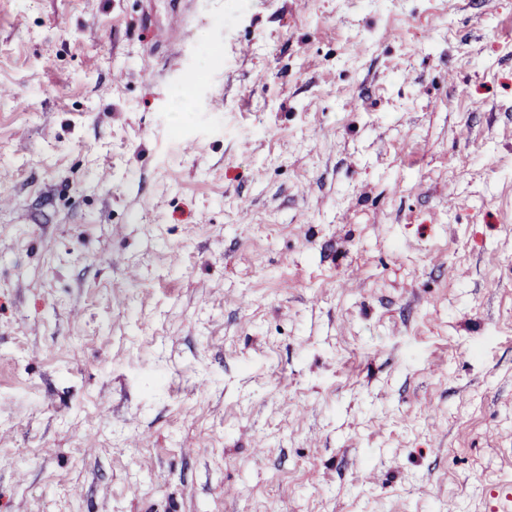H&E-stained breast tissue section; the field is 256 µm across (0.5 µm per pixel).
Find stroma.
Wrapping results in <instances>:
<instances>
[{"instance_id":"obj_1","label":"stroma","mask_w":512,"mask_h":512,"mask_svg":"<svg viewBox=\"0 0 512 512\" xmlns=\"http://www.w3.org/2000/svg\"><path fill=\"white\" fill-rule=\"evenodd\" d=\"M1 86L0 512L512 492V0H0Z\"/></svg>"}]
</instances>
